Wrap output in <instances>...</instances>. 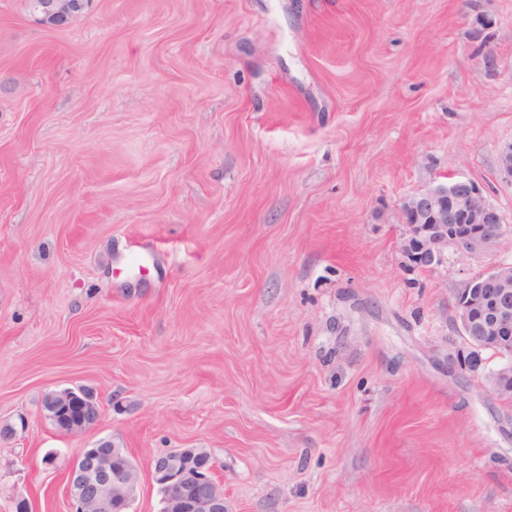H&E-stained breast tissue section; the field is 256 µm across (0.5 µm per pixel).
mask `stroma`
<instances>
[{
    "instance_id": "35a3bbf8",
    "label": "stroma",
    "mask_w": 512,
    "mask_h": 512,
    "mask_svg": "<svg viewBox=\"0 0 512 512\" xmlns=\"http://www.w3.org/2000/svg\"><path fill=\"white\" fill-rule=\"evenodd\" d=\"M512 0H0V512H73L102 439L204 448L225 512H512L500 357L454 301L512 264ZM472 180L495 245L415 267L405 197ZM101 417L56 431L47 393ZM53 456L46 465L45 456ZM85 4L86 0H42L36 5L38 20L50 28L62 27L80 13ZM489 388L499 401L505 398L511 399L504 402L512 405V363H506L494 371L489 378ZM43 408L47 417L56 420L72 412L88 413L93 424L100 418V407L96 398L83 388L52 391L46 395Z\"/></svg>"
}]
</instances>
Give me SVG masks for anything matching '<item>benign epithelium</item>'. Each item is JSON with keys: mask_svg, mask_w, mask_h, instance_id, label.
Instances as JSON below:
<instances>
[{"mask_svg": "<svg viewBox=\"0 0 512 512\" xmlns=\"http://www.w3.org/2000/svg\"><path fill=\"white\" fill-rule=\"evenodd\" d=\"M86 0H41V24L59 28L80 13ZM410 233L401 250L422 268L442 262L450 247L463 256L490 249L501 234L498 210L467 179H452L407 196L400 207ZM460 335L474 351L487 345L512 353V265H502L468 281L455 300ZM500 401L512 399V363L489 378ZM46 416L58 419L72 412L100 418L94 395L83 388L46 395ZM212 456L198 448H175L155 456L150 477L161 491L162 512H224V492L215 481ZM140 475L122 448L104 442L77 455L66 476L75 512H124L137 496Z\"/></svg>", "mask_w": 512, "mask_h": 512, "instance_id": "benign-epithelium-1", "label": "benign epithelium"}]
</instances>
